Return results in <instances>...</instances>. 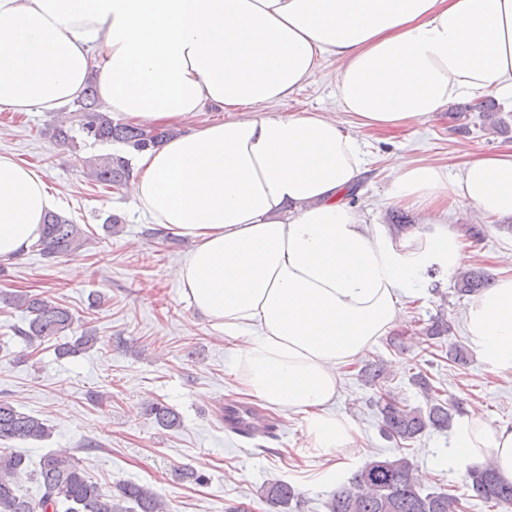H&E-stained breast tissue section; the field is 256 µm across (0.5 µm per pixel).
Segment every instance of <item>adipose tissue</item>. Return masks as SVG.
Returning <instances> with one entry per match:
<instances>
[{"instance_id":"adipose-tissue-1","label":"adipose tissue","mask_w":512,"mask_h":512,"mask_svg":"<svg viewBox=\"0 0 512 512\" xmlns=\"http://www.w3.org/2000/svg\"><path fill=\"white\" fill-rule=\"evenodd\" d=\"M329 59L338 114L273 113ZM92 76L110 112L177 128L136 156L134 204L190 242L173 278L235 340L244 394L300 415L335 482L338 456L357 453L353 422L329 410L342 369L398 323L428 269L468 258L447 199L512 219L505 151L452 174L394 157L390 196L418 206L428 230L366 223L344 200L363 153L339 115L393 129L463 96H512V0H0L1 111L66 114ZM213 107L227 119L191 124ZM59 205L41 172L0 154V259L37 242ZM464 328L487 369L512 371L511 272L475 297ZM454 451L512 483V425L469 409Z\"/></svg>"}]
</instances>
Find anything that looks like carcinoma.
Returning <instances> with one entry per match:
<instances>
[{"instance_id":"1","label":"carcinoma","mask_w":512,"mask_h":512,"mask_svg":"<svg viewBox=\"0 0 512 512\" xmlns=\"http://www.w3.org/2000/svg\"><path fill=\"white\" fill-rule=\"evenodd\" d=\"M96 85L87 86L77 100L71 122L54 124L45 130L57 145H66L79 133L95 143L119 142L132 152L162 143L173 135L167 127L145 129L102 111ZM481 114L483 121L498 133L506 132L505 122L497 118L486 101L470 104L463 110L450 112L453 118L465 119L467 113ZM131 159L125 154L107 153L89 160V176L95 183L119 190L132 178ZM85 231L65 216L51 212L45 218L40 239L35 247L47 258H56L77 251L86 245ZM491 286V277L480 269L460 273L453 282L457 297L476 295ZM3 302L25 314V322L15 328V335L27 346L41 347L45 342L75 331L78 322L69 307L38 294H6ZM415 335L428 346H448V361L467 362L464 347L451 340L454 325L445 314H437L416 330ZM97 337L83 331L55 347L60 356H73L94 346ZM365 383L378 390L373 401L382 435L400 444L391 457H373L356 469L340 484L326 502L327 512H457L458 505L470 501L493 502L505 509L512 507V484L502 482L489 468L470 471L465 483L467 492L457 495L451 490L424 491L418 484L413 459L404 443L420 440L431 431L451 427L460 411L459 403L440 397L430 377L419 371L410 381L424 394V407H410L382 388L384 367L371 363L361 370ZM148 415L161 428L181 427L179 414L162 401L147 408ZM51 429L34 415L20 411L8 400H0V442L42 441ZM27 468L25 456L11 448L0 447V512H167V505L153 488L133 481H121L104 490L89 477L80 460L67 448H59L40 456L33 476L39 495L29 498L16 488L18 475ZM269 505L278 510L299 501V493L290 484L276 481L264 489Z\"/></svg>"}]
</instances>
